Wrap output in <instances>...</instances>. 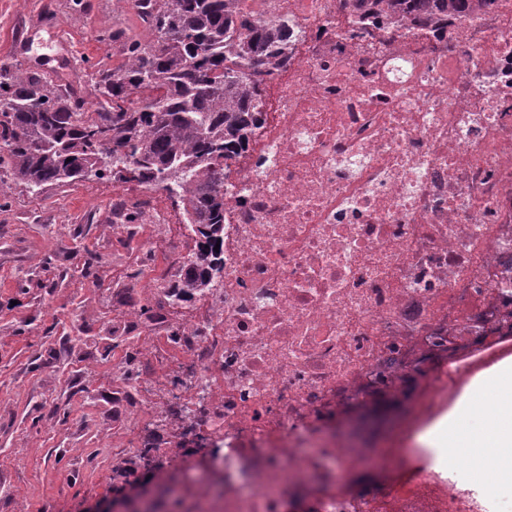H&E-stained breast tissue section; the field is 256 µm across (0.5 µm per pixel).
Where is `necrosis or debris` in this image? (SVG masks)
I'll use <instances>...</instances> for the list:
<instances>
[{"mask_svg": "<svg viewBox=\"0 0 512 512\" xmlns=\"http://www.w3.org/2000/svg\"><path fill=\"white\" fill-rule=\"evenodd\" d=\"M298 33L224 174V277L170 316L164 191L112 201L156 311L112 361L138 420L122 512H505L453 471L362 480L358 413L432 414L512 336V0L367 22L341 0H249ZM152 225L135 237L129 222Z\"/></svg>", "mask_w": 512, "mask_h": 512, "instance_id": "1", "label": "necrosis or debris"}]
</instances>
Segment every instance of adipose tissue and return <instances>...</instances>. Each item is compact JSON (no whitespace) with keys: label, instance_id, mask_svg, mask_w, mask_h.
Returning <instances> with one entry per match:
<instances>
[{"label":"adipose tissue","instance_id":"ef3b65f1","mask_svg":"<svg viewBox=\"0 0 512 512\" xmlns=\"http://www.w3.org/2000/svg\"><path fill=\"white\" fill-rule=\"evenodd\" d=\"M494 392V413L479 430L461 435V421L470 413L468 399H461L456 407L437 420L423 435L424 442L432 448L452 446L467 449L477 457L486 456L492 448L512 447V364L496 366L483 379L472 382V396L481 397Z\"/></svg>","mask_w":512,"mask_h":512}]
</instances>
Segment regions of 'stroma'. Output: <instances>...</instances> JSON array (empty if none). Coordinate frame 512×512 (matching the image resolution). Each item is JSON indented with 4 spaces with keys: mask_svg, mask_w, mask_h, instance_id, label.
<instances>
[{
    "mask_svg": "<svg viewBox=\"0 0 512 512\" xmlns=\"http://www.w3.org/2000/svg\"><path fill=\"white\" fill-rule=\"evenodd\" d=\"M143 40L149 31L116 0H0V60H15L94 103L92 65L117 68L125 54L106 33ZM115 183H59L42 194L0 186V512H80L118 492L112 470L128 460L133 417L119 413L124 387L96 346L125 304L147 297L132 269L112 260ZM101 264L79 269L85 253ZM81 321H74V314ZM420 426L391 423L372 436V454L402 451L374 470L404 483L428 468Z\"/></svg>",
    "mask_w": 512,
    "mask_h": 512,
    "instance_id": "35a3bbf8",
    "label": "stroma"
}]
</instances>
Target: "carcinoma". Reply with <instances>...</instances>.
Wrapping results in <instances>:
<instances>
[{"mask_svg":"<svg viewBox=\"0 0 512 512\" xmlns=\"http://www.w3.org/2000/svg\"><path fill=\"white\" fill-rule=\"evenodd\" d=\"M369 16L462 10L466 0H343ZM149 41L131 62L97 67V102L16 63L0 62V171L34 195L88 177L163 185L197 227L199 254L172 284L177 306L224 268V171L260 121L248 75L288 67V18L256 25L241 0H133Z\"/></svg>","mask_w":512,"mask_h":512,"instance_id":"obj_1","label":"carcinoma"}]
</instances>
